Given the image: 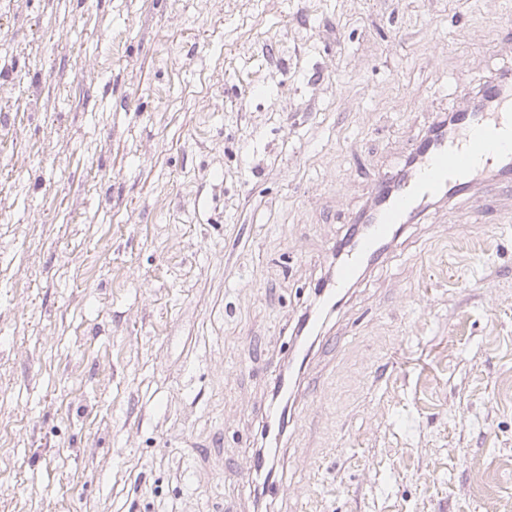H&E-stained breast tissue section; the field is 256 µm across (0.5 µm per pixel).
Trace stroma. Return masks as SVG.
<instances>
[{"label": "stroma", "instance_id": "obj_1", "mask_svg": "<svg viewBox=\"0 0 512 512\" xmlns=\"http://www.w3.org/2000/svg\"><path fill=\"white\" fill-rule=\"evenodd\" d=\"M512 0H0V512H512V213L331 248ZM335 338V352L325 341Z\"/></svg>", "mask_w": 512, "mask_h": 512}]
</instances>
